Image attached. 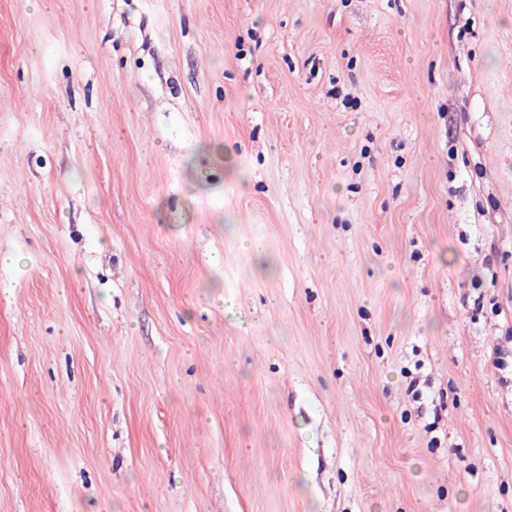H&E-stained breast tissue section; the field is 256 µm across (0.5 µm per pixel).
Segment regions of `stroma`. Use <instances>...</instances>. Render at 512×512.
Returning <instances> with one entry per match:
<instances>
[{
  "instance_id": "stroma-1",
  "label": "stroma",
  "mask_w": 512,
  "mask_h": 512,
  "mask_svg": "<svg viewBox=\"0 0 512 512\" xmlns=\"http://www.w3.org/2000/svg\"><path fill=\"white\" fill-rule=\"evenodd\" d=\"M0 512H512V0H0Z\"/></svg>"
}]
</instances>
